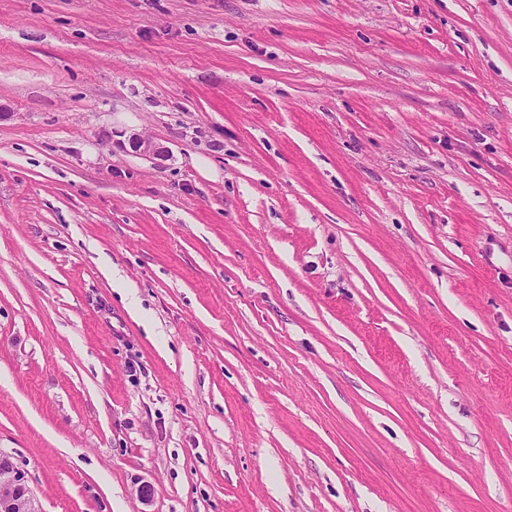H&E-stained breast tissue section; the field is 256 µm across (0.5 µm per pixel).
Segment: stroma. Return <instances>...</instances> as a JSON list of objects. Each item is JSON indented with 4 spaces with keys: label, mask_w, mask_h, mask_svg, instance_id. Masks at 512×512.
<instances>
[{
    "label": "stroma",
    "mask_w": 512,
    "mask_h": 512,
    "mask_svg": "<svg viewBox=\"0 0 512 512\" xmlns=\"http://www.w3.org/2000/svg\"><path fill=\"white\" fill-rule=\"evenodd\" d=\"M0 110L41 512H512V0H0Z\"/></svg>",
    "instance_id": "1"
}]
</instances>
